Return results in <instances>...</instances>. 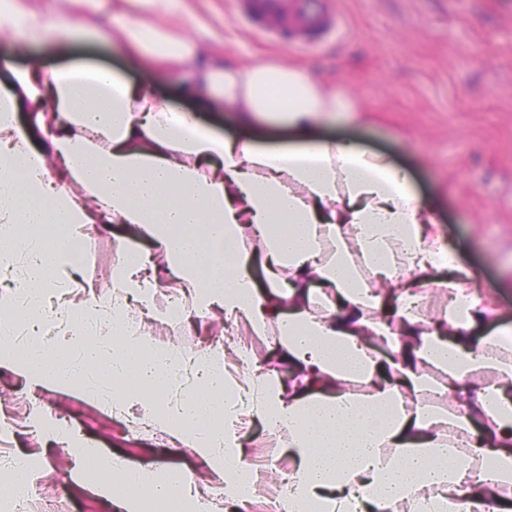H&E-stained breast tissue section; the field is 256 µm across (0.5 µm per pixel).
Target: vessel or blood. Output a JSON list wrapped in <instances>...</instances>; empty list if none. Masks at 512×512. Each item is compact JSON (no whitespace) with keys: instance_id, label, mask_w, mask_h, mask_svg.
<instances>
[{"instance_id":"1","label":"vessel or blood","mask_w":512,"mask_h":512,"mask_svg":"<svg viewBox=\"0 0 512 512\" xmlns=\"http://www.w3.org/2000/svg\"><path fill=\"white\" fill-rule=\"evenodd\" d=\"M329 0H238L237 15L260 37L288 32L290 17H298L306 30L321 37L339 36L342 18L328 11Z\"/></svg>"}]
</instances>
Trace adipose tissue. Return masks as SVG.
I'll return each mask as SVG.
<instances>
[{
  "label": "adipose tissue",
  "mask_w": 512,
  "mask_h": 512,
  "mask_svg": "<svg viewBox=\"0 0 512 512\" xmlns=\"http://www.w3.org/2000/svg\"><path fill=\"white\" fill-rule=\"evenodd\" d=\"M113 28L129 68L176 74L190 111L154 86L87 64L0 63V269L26 273L0 295V366L32 383L83 391L66 352L112 377L122 413L169 432L224 476V512L254 482L240 432L256 416L287 434L293 460L279 512H512V331L496 326L476 271L457 261L409 170L383 152L319 136L356 116L334 83L274 59L206 63L201 22L183 0H135ZM0 21L27 51L73 32L68 13L0 0ZM231 110L239 136L201 125ZM287 129L286 145L257 128ZM106 224L120 260L112 295L77 277L82 246ZM444 269L448 304L428 321L418 275ZM168 317L214 311L270 336L287 376L243 344L159 350L128 311L151 308L161 281ZM80 288L53 321L45 296ZM111 309V350L84 328ZM486 336L472 343L477 326ZM58 330V344L44 334ZM99 486L114 512H207L191 475L106 457Z\"/></svg>",
  "instance_id": "obj_1"
}]
</instances>
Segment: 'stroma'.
<instances>
[{
	"mask_svg": "<svg viewBox=\"0 0 512 512\" xmlns=\"http://www.w3.org/2000/svg\"><path fill=\"white\" fill-rule=\"evenodd\" d=\"M347 31L342 40L311 48L290 37L274 43L238 24L232 0H191L209 23L211 44L225 56L279 58L335 80L360 109L356 125L332 128L335 136L390 153L411 170L419 195L435 208L438 229L458 258L478 270L481 293L494 298L498 327H512V0H337ZM18 67L39 60L46 67L76 61L105 65L139 84L157 85L166 103L188 109L177 82L148 68H126L108 41H63L16 53L13 31L0 25V59ZM81 275L108 293L117 252L111 230L91 239ZM155 343L192 349L224 339V318L194 328L154 321ZM43 413L24 415L29 401ZM14 426L0 437V456L22 452L40 459L27 487L52 512H112L95 478L74 467L71 437L117 455L130 468L193 474L213 512H223L224 478L204 467L191 449L151 428L134 431L75 391L34 388L0 367V419ZM253 458L274 455L268 484L280 485L282 442L255 419L242 432Z\"/></svg>",
	"mask_w": 512,
	"mask_h": 512,
	"instance_id": "stroma-1",
	"label": "stroma"
}]
</instances>
